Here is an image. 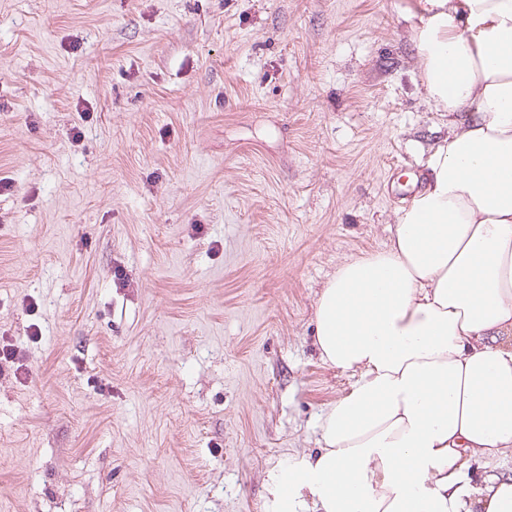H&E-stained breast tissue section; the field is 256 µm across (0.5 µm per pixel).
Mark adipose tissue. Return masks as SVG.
<instances>
[{
  "label": "adipose tissue",
  "instance_id": "obj_1",
  "mask_svg": "<svg viewBox=\"0 0 512 512\" xmlns=\"http://www.w3.org/2000/svg\"><path fill=\"white\" fill-rule=\"evenodd\" d=\"M406 15L448 136L387 249L318 297V354L355 381L318 448L272 475L269 512H512V469L494 466L512 457V0Z\"/></svg>",
  "mask_w": 512,
  "mask_h": 512
}]
</instances>
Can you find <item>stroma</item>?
<instances>
[{
  "label": "stroma",
  "instance_id": "35a3bbf8",
  "mask_svg": "<svg viewBox=\"0 0 512 512\" xmlns=\"http://www.w3.org/2000/svg\"><path fill=\"white\" fill-rule=\"evenodd\" d=\"M415 0H0V512H267L312 336L448 132Z\"/></svg>",
  "mask_w": 512,
  "mask_h": 512
}]
</instances>
